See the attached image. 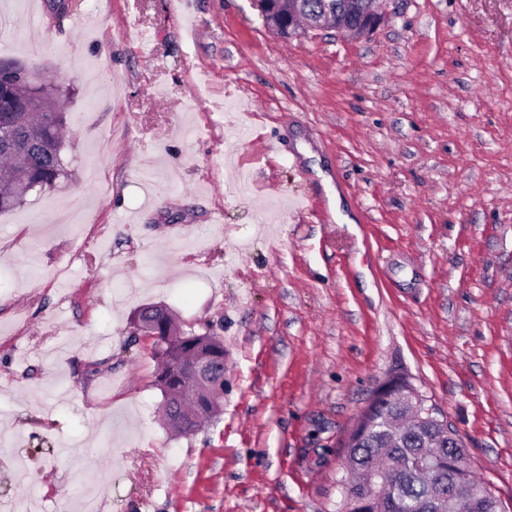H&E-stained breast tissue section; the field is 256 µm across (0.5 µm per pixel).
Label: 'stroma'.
<instances>
[{
	"mask_svg": "<svg viewBox=\"0 0 512 512\" xmlns=\"http://www.w3.org/2000/svg\"><path fill=\"white\" fill-rule=\"evenodd\" d=\"M0 0L58 77L70 174L0 214V512H336L402 375L512 512V0H379L284 40L256 0ZM343 199L341 223L313 164ZM224 342L219 412L161 419L138 308ZM343 14L347 17H360L361 21L359 24L352 23V26H348L344 21H341L338 28L350 29L354 38H360L373 31L383 19V12L377 10L372 11L371 9L366 12H361L358 2L359 0H344Z\"/></svg>",
	"mask_w": 512,
	"mask_h": 512,
	"instance_id": "35a3bbf8",
	"label": "stroma"
}]
</instances>
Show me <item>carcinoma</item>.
Segmentation results:
<instances>
[{"label":"carcinoma","mask_w":512,"mask_h":512,"mask_svg":"<svg viewBox=\"0 0 512 512\" xmlns=\"http://www.w3.org/2000/svg\"><path fill=\"white\" fill-rule=\"evenodd\" d=\"M337 0H300V16H327L336 22ZM75 0L51 4L58 24L77 10ZM66 124L55 82L12 62H0V213L21 205L34 189L53 187L68 176L63 156ZM189 353L186 341L154 350L159 389L170 386L174 370ZM396 398H373L349 431L341 453L355 477L341 479L337 512H437L434 481L457 480L487 493L477 479L462 443L448 436L435 421H416ZM387 470L379 501L361 482L365 472Z\"/></svg>","instance_id":"cac0c4a2"}]
</instances>
